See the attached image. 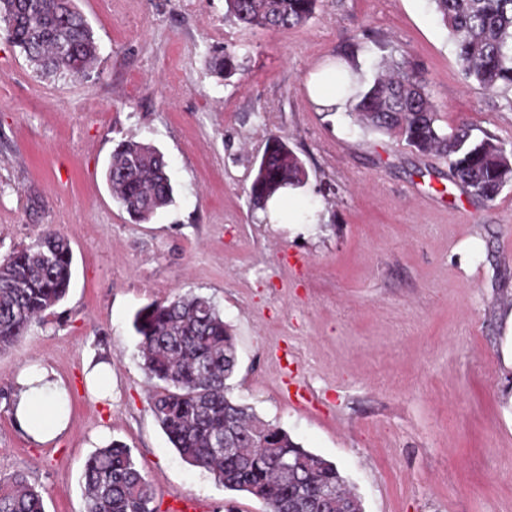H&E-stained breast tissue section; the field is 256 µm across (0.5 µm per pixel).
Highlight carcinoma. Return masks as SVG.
Returning <instances> with one entry per match:
<instances>
[{
  "label": "carcinoma",
  "mask_w": 512,
  "mask_h": 512,
  "mask_svg": "<svg viewBox=\"0 0 512 512\" xmlns=\"http://www.w3.org/2000/svg\"><path fill=\"white\" fill-rule=\"evenodd\" d=\"M318 0H226L239 23L288 29L306 23ZM448 30L465 76L487 90L512 88V0H430ZM0 24L8 41L36 72L85 76L99 54L88 21L68 0H0ZM71 52H57L58 40ZM393 75L372 83L342 84L350 115L381 133H396L423 153L448 158L455 181L486 201L512 183V152L473 128L437 125L419 67L410 59H381ZM213 70L233 76L227 53ZM117 203L147 222L173 202L164 154L133 139L117 145L105 170ZM302 160L280 138H271L251 183V203L262 208L282 187L305 182ZM29 245L0 260V351L28 332L33 320L61 302L72 279L69 241L48 228ZM145 369L159 383L151 410L180 457L204 469L227 491L247 492L267 512H355V496L343 489L333 463L305 450L282 428L227 396L237 365L233 337L213 300L203 294L152 303L134 317ZM231 451L224 452V446ZM86 512H156L153 490L128 448L112 443L85 463ZM0 512H45L43 498L24 472L0 475Z\"/></svg>",
  "instance_id": "1"
}]
</instances>
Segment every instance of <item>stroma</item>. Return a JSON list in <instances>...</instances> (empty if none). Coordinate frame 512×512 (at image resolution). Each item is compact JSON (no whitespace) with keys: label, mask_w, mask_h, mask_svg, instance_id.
I'll list each match as a JSON object with an SVG mask.
<instances>
[{"label":"stroma","mask_w":512,"mask_h":512,"mask_svg":"<svg viewBox=\"0 0 512 512\" xmlns=\"http://www.w3.org/2000/svg\"><path fill=\"white\" fill-rule=\"evenodd\" d=\"M100 46L80 79H40L0 32V258L48 228L73 254L66 298L0 352V473L27 472L46 512H85L82 471L130 449L158 512H266L184 462L154 419L132 323L148 304L210 296L237 356L228 395L336 465L363 512H512V186L486 202L448 161L323 111L306 80L354 47L417 63L443 129L512 149V90L465 80L429 0H319L305 24L251 28L225 0H76ZM239 70L218 76L214 55ZM303 161L296 223L248 189L269 138ZM134 139L168 162L173 202L136 222L103 173ZM112 364V396L84 371ZM37 362L69 386V426L31 442L9 413Z\"/></svg>","instance_id":"1"}]
</instances>
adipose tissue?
<instances>
[{
  "mask_svg": "<svg viewBox=\"0 0 512 512\" xmlns=\"http://www.w3.org/2000/svg\"><path fill=\"white\" fill-rule=\"evenodd\" d=\"M68 388L53 371L33 365L21 371L13 385L10 411L32 442L45 444L60 436L67 419L58 411Z\"/></svg>",
  "mask_w": 512,
  "mask_h": 512,
  "instance_id": "1",
  "label": "adipose tissue"
}]
</instances>
